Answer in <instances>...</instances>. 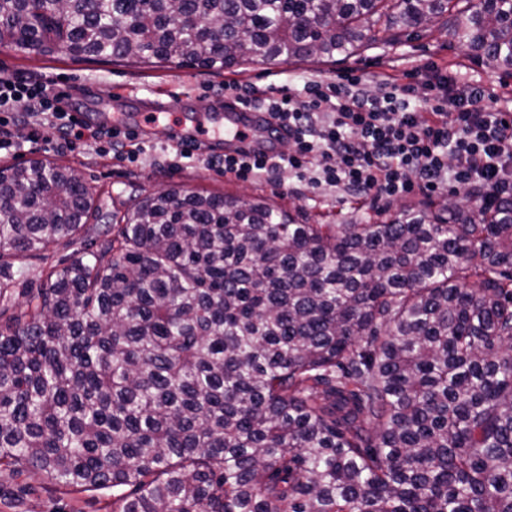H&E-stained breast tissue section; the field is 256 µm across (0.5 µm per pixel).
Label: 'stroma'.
<instances>
[{
  "mask_svg": "<svg viewBox=\"0 0 512 512\" xmlns=\"http://www.w3.org/2000/svg\"><path fill=\"white\" fill-rule=\"evenodd\" d=\"M434 63L447 69L459 83H477L495 92L502 106L512 105V73L485 65L468 55L445 26L402 37L392 45H375L359 55L337 62L308 60L283 61L275 65L244 64L223 71L176 65H143L129 62L92 63L74 59L66 50L41 56L0 48V69L21 76L43 77L54 84H88L93 94L78 95L74 103L87 125L108 127L113 117L132 116L154 97L173 98L179 110L200 120L210 119L224 98L225 86L263 87L271 83H292L302 89L305 78H332L351 71L370 76L381 73L394 78L424 69ZM49 157L62 164L77 166L94 193L103 216L123 215L138 199L170 185L204 194H219L272 204L287 211L301 224H364L385 221L403 206L434 209L446 203L468 205L464 191L448 195H417L400 201L357 204L343 198L335 189H307L304 196L283 193L278 180L242 182L224 178L207 166L205 159L170 169L161 154L140 157L138 164L85 149L78 153L45 152L43 144L25 147L20 154L5 155L8 163H25ZM111 489L81 492L53 486L29 472L0 470V512H111Z\"/></svg>",
  "mask_w": 512,
  "mask_h": 512,
  "instance_id": "35a3bbf8",
  "label": "stroma"
}]
</instances>
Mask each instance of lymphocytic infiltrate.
<instances>
[{"label":"lymphocytic infiltrate","mask_w":512,"mask_h":512,"mask_svg":"<svg viewBox=\"0 0 512 512\" xmlns=\"http://www.w3.org/2000/svg\"><path fill=\"white\" fill-rule=\"evenodd\" d=\"M304 96L286 87L246 88L238 103L268 113L287 130L288 151L273 157L227 154L214 164L225 177L255 181L292 173L288 194L326 184L354 201L399 200L417 192L466 190L494 210L512 200V111L478 85L447 77L400 84L386 76L308 80ZM51 125L55 151L95 142L98 152L138 162L144 146L116 128L90 130L49 81L0 73V152L39 141Z\"/></svg>","instance_id":"obj_1"}]
</instances>
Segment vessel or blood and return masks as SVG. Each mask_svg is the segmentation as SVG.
Masks as SVG:
<instances>
[{
  "label": "vessel or blood",
  "instance_id": "obj_1",
  "mask_svg": "<svg viewBox=\"0 0 512 512\" xmlns=\"http://www.w3.org/2000/svg\"><path fill=\"white\" fill-rule=\"evenodd\" d=\"M176 108V101L157 100L152 111L141 113L138 121L128 124L127 129L139 136L165 129L169 143L191 151L220 140L225 150L231 153L238 151L252 155L260 152L256 131L266 120L264 113L229 102L223 106L222 118L209 124L197 122L188 128Z\"/></svg>",
  "mask_w": 512,
  "mask_h": 512
}]
</instances>
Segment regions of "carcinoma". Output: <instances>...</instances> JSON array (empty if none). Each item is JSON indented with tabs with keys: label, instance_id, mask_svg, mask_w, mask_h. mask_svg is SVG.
I'll use <instances>...</instances> for the list:
<instances>
[{
	"label": "carcinoma",
	"instance_id": "1",
	"mask_svg": "<svg viewBox=\"0 0 512 512\" xmlns=\"http://www.w3.org/2000/svg\"><path fill=\"white\" fill-rule=\"evenodd\" d=\"M496 0H0V47L229 69L348 58ZM81 171L0 166V469L112 512H512V205L299 224L175 186L102 224ZM10 289L8 297L0 299V326H4L25 308L27 296L24 293V288L18 285L17 288Z\"/></svg>",
	"mask_w": 512,
	"mask_h": 512
}]
</instances>
